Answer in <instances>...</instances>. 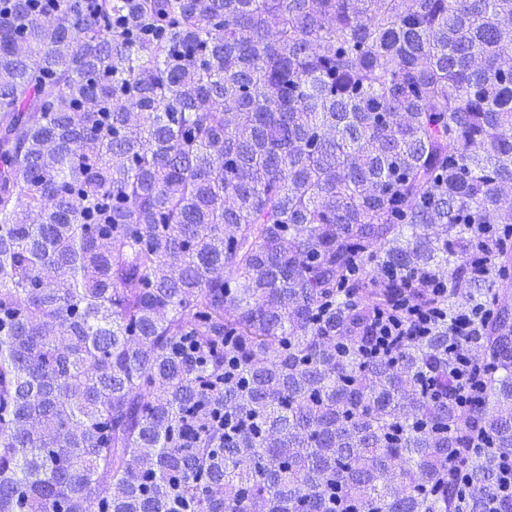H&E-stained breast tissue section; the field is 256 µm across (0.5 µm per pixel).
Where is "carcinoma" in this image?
<instances>
[{"label":"carcinoma","instance_id":"1","mask_svg":"<svg viewBox=\"0 0 512 512\" xmlns=\"http://www.w3.org/2000/svg\"><path fill=\"white\" fill-rule=\"evenodd\" d=\"M511 190L512 0H0V512H512ZM484 314H480L479 311L475 314L465 312L455 319H452V326L456 328V331L462 336H481V325Z\"/></svg>","mask_w":512,"mask_h":512}]
</instances>
